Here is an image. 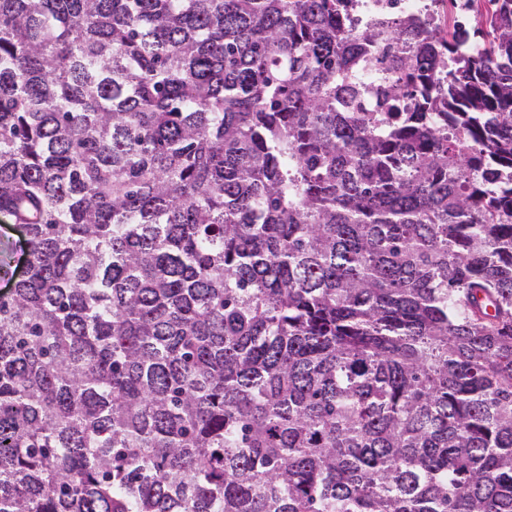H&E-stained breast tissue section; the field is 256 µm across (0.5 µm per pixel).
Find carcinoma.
I'll return each mask as SVG.
<instances>
[{
	"instance_id": "carcinoma-1",
	"label": "carcinoma",
	"mask_w": 512,
	"mask_h": 512,
	"mask_svg": "<svg viewBox=\"0 0 512 512\" xmlns=\"http://www.w3.org/2000/svg\"><path fill=\"white\" fill-rule=\"evenodd\" d=\"M486 2L0 0V512H512ZM0 241L13 242L16 245L14 254V262L12 269H19L22 267L25 259L23 247L20 242V234L14 226L13 222L5 217L0 216Z\"/></svg>"
}]
</instances>
